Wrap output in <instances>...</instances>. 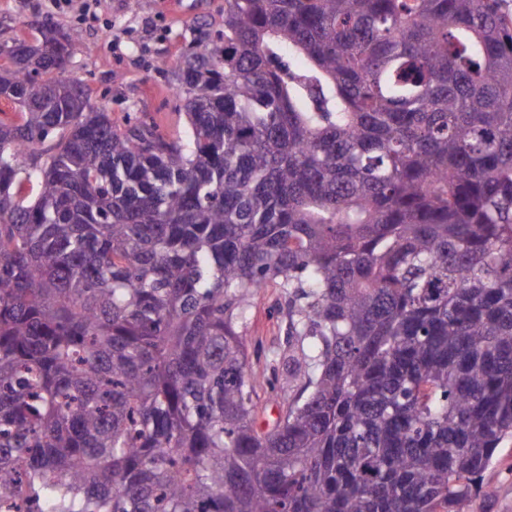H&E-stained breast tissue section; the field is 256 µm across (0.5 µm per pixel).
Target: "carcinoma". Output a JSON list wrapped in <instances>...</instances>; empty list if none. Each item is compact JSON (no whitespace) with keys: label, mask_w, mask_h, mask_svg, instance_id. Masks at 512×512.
<instances>
[{"label":"carcinoma","mask_w":512,"mask_h":512,"mask_svg":"<svg viewBox=\"0 0 512 512\" xmlns=\"http://www.w3.org/2000/svg\"><path fill=\"white\" fill-rule=\"evenodd\" d=\"M0 44V512H469L512 439L500 0H224L188 121ZM299 57L293 67L285 58ZM288 297L286 410L239 323Z\"/></svg>","instance_id":"carcinoma-1"}]
</instances>
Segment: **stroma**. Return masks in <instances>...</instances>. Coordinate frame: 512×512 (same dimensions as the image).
I'll list each match as a JSON object with an SVG mask.
<instances>
[{"label": "stroma", "mask_w": 512, "mask_h": 512, "mask_svg": "<svg viewBox=\"0 0 512 512\" xmlns=\"http://www.w3.org/2000/svg\"><path fill=\"white\" fill-rule=\"evenodd\" d=\"M212 29L224 24V0H100L98 17L59 11L51 0H0V41L32 38L36 27L57 24L79 35L69 64L96 100L107 103L115 121L127 113L145 112L168 136L182 137L186 117L170 89L171 70L201 36L196 23ZM288 299L275 286L256 296L243 332L249 343V365L258 383V426L271 428L288 394ZM490 497H474L470 512H512V441L497 448L483 474Z\"/></svg>", "instance_id": "1"}]
</instances>
